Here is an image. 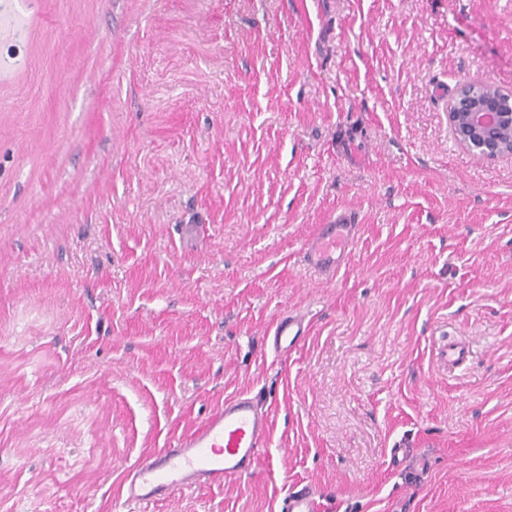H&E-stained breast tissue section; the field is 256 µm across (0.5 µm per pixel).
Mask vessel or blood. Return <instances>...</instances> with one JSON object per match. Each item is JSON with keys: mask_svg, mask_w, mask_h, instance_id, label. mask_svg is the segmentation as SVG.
<instances>
[{"mask_svg": "<svg viewBox=\"0 0 512 512\" xmlns=\"http://www.w3.org/2000/svg\"><path fill=\"white\" fill-rule=\"evenodd\" d=\"M357 234L355 214L337 211L308 240L306 263L320 276L334 278L347 265ZM305 333L302 317L286 315L275 326V343L288 351ZM269 433L268 417L252 398L226 399L201 425L179 436L174 447L160 449L129 469L124 497L127 502L147 505L182 491L238 480L267 444ZM281 512H318V504L307 492H292L284 498Z\"/></svg>", "mask_w": 512, "mask_h": 512, "instance_id": "b4317fda", "label": "vessel or blood"}]
</instances>
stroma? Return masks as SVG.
Listing matches in <instances>:
<instances>
[{
  "label": "stroma",
  "mask_w": 512,
  "mask_h": 512,
  "mask_svg": "<svg viewBox=\"0 0 512 512\" xmlns=\"http://www.w3.org/2000/svg\"><path fill=\"white\" fill-rule=\"evenodd\" d=\"M26 22L0 31V512H130L127 470L241 393L271 422L251 472L138 512H512V162L448 124L462 80L512 90V0ZM342 208L323 281L301 251ZM357 218L352 211L339 210L327 224H320L305 246V261L325 279H333L347 265L358 234ZM305 333L306 326L302 317L286 315L280 318L275 326V343L281 350L288 351L297 345ZM281 512H317L318 503L307 492L297 491L289 493L284 498Z\"/></svg>",
  "instance_id": "stroma-1"
}]
</instances>
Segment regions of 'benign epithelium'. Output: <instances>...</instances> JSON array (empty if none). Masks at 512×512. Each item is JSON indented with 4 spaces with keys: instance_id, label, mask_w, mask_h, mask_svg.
<instances>
[{
    "instance_id": "1",
    "label": "benign epithelium",
    "mask_w": 512,
    "mask_h": 512,
    "mask_svg": "<svg viewBox=\"0 0 512 512\" xmlns=\"http://www.w3.org/2000/svg\"><path fill=\"white\" fill-rule=\"evenodd\" d=\"M455 141L479 160H512V90L482 78L462 82L448 103Z\"/></svg>"
}]
</instances>
